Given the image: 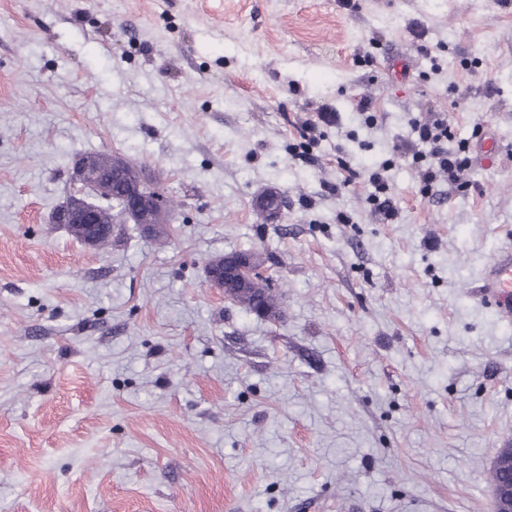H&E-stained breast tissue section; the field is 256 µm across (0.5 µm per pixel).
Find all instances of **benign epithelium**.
Returning <instances> with one entry per match:
<instances>
[{
	"instance_id": "benign-epithelium-1",
	"label": "benign epithelium",
	"mask_w": 512,
	"mask_h": 512,
	"mask_svg": "<svg viewBox=\"0 0 512 512\" xmlns=\"http://www.w3.org/2000/svg\"><path fill=\"white\" fill-rule=\"evenodd\" d=\"M73 185V194L57 219L62 224L74 225L89 240L99 229L112 237V219L107 216L106 202L118 203L127 220L142 225L149 233L169 217L168 198L152 189L144 174L124 166L110 153H101L93 160L75 158ZM260 268L258 255L246 254L240 258L236 262L239 285L244 287L247 280L258 278ZM206 281L211 288L224 287V277L214 259L206 265ZM494 468L507 477L492 481L493 512H512V448L501 451Z\"/></svg>"
}]
</instances>
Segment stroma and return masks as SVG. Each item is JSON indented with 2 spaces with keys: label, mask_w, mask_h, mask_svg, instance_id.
<instances>
[{
  "label": "stroma",
  "mask_w": 512,
  "mask_h": 512,
  "mask_svg": "<svg viewBox=\"0 0 512 512\" xmlns=\"http://www.w3.org/2000/svg\"><path fill=\"white\" fill-rule=\"evenodd\" d=\"M429 112L471 166L425 198L400 160L386 221L365 174ZM102 152L175 202L164 240L54 223ZM510 237L512 0H0V512H492L512 324L472 286ZM242 250L277 320L207 285Z\"/></svg>",
  "instance_id": "stroma-1"
}]
</instances>
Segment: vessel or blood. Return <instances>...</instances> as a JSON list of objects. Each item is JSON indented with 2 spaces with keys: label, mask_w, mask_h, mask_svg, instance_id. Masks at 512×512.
Here are the masks:
<instances>
[{
  "label": "vessel or blood",
  "mask_w": 512,
  "mask_h": 512,
  "mask_svg": "<svg viewBox=\"0 0 512 512\" xmlns=\"http://www.w3.org/2000/svg\"><path fill=\"white\" fill-rule=\"evenodd\" d=\"M474 294L480 304L512 323V243H503L484 266Z\"/></svg>",
  "instance_id": "obj_1"
}]
</instances>
